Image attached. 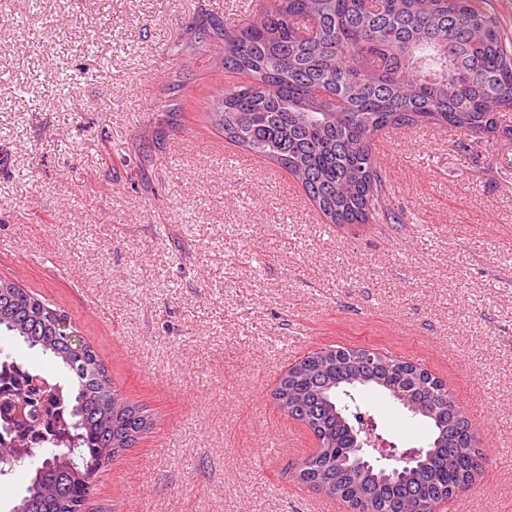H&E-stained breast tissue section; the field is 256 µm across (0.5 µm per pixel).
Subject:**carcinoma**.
<instances>
[{
	"label": "carcinoma",
	"mask_w": 512,
	"mask_h": 512,
	"mask_svg": "<svg viewBox=\"0 0 512 512\" xmlns=\"http://www.w3.org/2000/svg\"><path fill=\"white\" fill-rule=\"evenodd\" d=\"M486 0H268L256 20L224 28V70L246 80L224 86L212 112L224 136L288 171L334 224L392 218L373 142L378 132L435 124L512 135V39ZM10 279L0 278V337L38 349L67 384L33 373L0 347V402L40 408L29 421L0 416V477L24 468L9 512H76L94 478L153 427L146 411L112 386L96 351L71 342L73 325ZM393 378L437 406L427 421L429 456L386 479L362 471L356 396L381 392L354 351L325 348L288 369L280 409L303 422L322 448L299 479L362 512H427L466 490L486 461L448 387L404 360L385 358Z\"/></svg>",
	"instance_id": "1"
}]
</instances>
